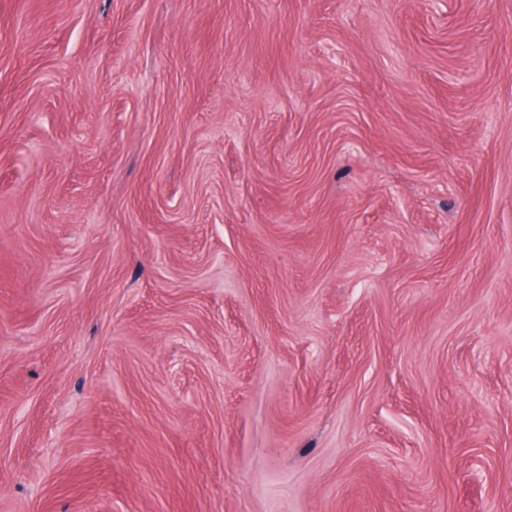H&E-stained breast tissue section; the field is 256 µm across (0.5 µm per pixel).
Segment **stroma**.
<instances>
[{"label":"stroma","mask_w":512,"mask_h":512,"mask_svg":"<svg viewBox=\"0 0 512 512\" xmlns=\"http://www.w3.org/2000/svg\"><path fill=\"white\" fill-rule=\"evenodd\" d=\"M0 512H512V0H0Z\"/></svg>","instance_id":"obj_1"}]
</instances>
